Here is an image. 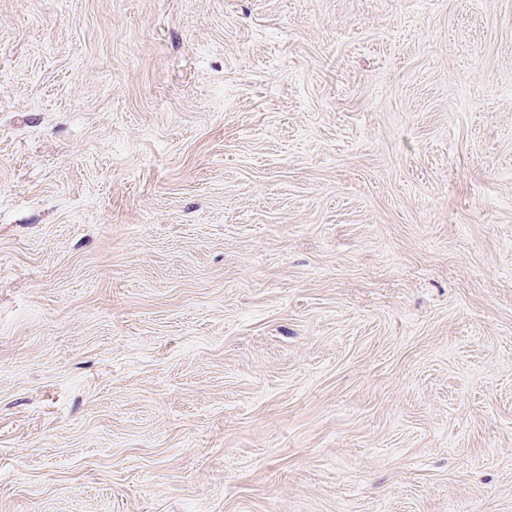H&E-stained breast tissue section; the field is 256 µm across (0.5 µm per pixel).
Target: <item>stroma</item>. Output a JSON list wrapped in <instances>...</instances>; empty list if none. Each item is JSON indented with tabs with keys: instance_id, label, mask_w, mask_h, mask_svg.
Listing matches in <instances>:
<instances>
[{
	"instance_id": "1",
	"label": "stroma",
	"mask_w": 512,
	"mask_h": 512,
	"mask_svg": "<svg viewBox=\"0 0 512 512\" xmlns=\"http://www.w3.org/2000/svg\"><path fill=\"white\" fill-rule=\"evenodd\" d=\"M0 512H512V0H0Z\"/></svg>"
}]
</instances>
